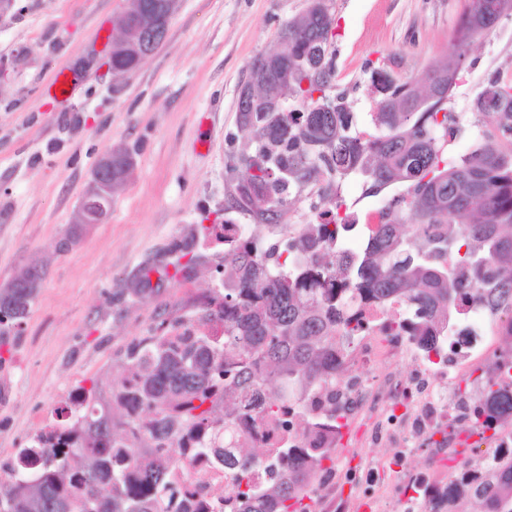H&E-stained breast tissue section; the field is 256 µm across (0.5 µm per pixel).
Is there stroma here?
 Listing matches in <instances>:
<instances>
[{"label": "stroma", "instance_id": "35a3bbf8", "mask_svg": "<svg viewBox=\"0 0 512 512\" xmlns=\"http://www.w3.org/2000/svg\"><path fill=\"white\" fill-rule=\"evenodd\" d=\"M0 17V288L28 266L43 270L15 347L0 364V464L28 436L53 424L78 386L108 403L120 359L164 311L191 312L215 287L223 248L209 228L253 224L234 205L233 169L251 144L237 122L238 92L253 62L275 50L282 28L309 0H176L163 44L130 74L107 60L125 0H16ZM467 0H333L332 94L344 95L358 130L373 132L376 74L405 79L441 64L454 48ZM82 78L71 107L46 96L59 68ZM512 69V16L473 44L448 106L469 118L448 150L466 154L479 125L472 102L494 73ZM121 148L133 167L112 193L101 224L66 251L59 245L92 183L99 157ZM360 178L320 173L293 191L280 224H305L343 194L351 210ZM190 244L196 261L157 296L126 290L143 266L175 262Z\"/></svg>", "mask_w": 512, "mask_h": 512}]
</instances>
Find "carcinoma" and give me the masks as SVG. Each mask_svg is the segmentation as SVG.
Here are the masks:
<instances>
[{"mask_svg":"<svg viewBox=\"0 0 512 512\" xmlns=\"http://www.w3.org/2000/svg\"><path fill=\"white\" fill-rule=\"evenodd\" d=\"M310 0L288 22V43L251 67L262 77L261 102L238 98L239 126L253 135V152L240 158L237 208L264 223L276 221L285 193L325 166L339 179L360 176L367 191L391 185L403 193L386 203L385 221L354 248L344 247L353 218L281 226L283 237L265 244L260 234L237 239L224 229V282L195 305L193 336H171L183 316L161 319L124 351L125 378L112 386V409L97 408L94 389L80 386L61 413L66 422L42 430L0 466V512H188L178 471L205 456L224 471L232 495L197 512H313L315 480L333 449L286 442L271 458L232 445L243 400L263 392V412L284 425L307 397L327 387L338 358L364 329L357 301L403 310L393 333L433 349L437 326L456 332L473 301L486 315L512 313V147L476 139L460 157L448 139L463 132L448 109L453 78L472 40L512 15V0H467L454 49L426 74L384 76L374 113L376 132L353 129V115L328 94L334 39L333 0ZM150 0H131L127 26L138 30ZM160 37L139 33L112 52V73L133 72ZM287 96L298 107L276 114L269 106ZM426 101L422 108L418 103ZM476 116L492 115L512 137V81L491 76L473 102ZM170 276L164 266L142 269L129 294L148 300L151 287ZM42 270L28 267L0 289V350L36 296ZM224 317V334L209 324ZM488 419L512 415V390L485 395ZM457 491L483 512H512V469L499 480L501 501Z\"/></svg>","mask_w":512,"mask_h":512,"instance_id":"obj_1","label":"carcinoma"}]
</instances>
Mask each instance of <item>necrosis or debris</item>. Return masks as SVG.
Returning <instances> with one entry per match:
<instances>
[{
  "label": "necrosis or debris",
  "mask_w": 512,
  "mask_h": 512,
  "mask_svg": "<svg viewBox=\"0 0 512 512\" xmlns=\"http://www.w3.org/2000/svg\"><path fill=\"white\" fill-rule=\"evenodd\" d=\"M362 313L365 330L342 356L344 373L331 388L310 394L307 420L284 428L263 417L252 402L241 413L239 440L268 451L301 435L332 448L344 429L366 421L372 425L371 445L399 449L401 459L433 447L434 471L409 475L395 512H425L452 499L455 489L444 470L448 464L461 469L471 486L491 482L500 466L512 463V422L499 419L486 426L463 384L471 377L477 391L491 384L512 388V355L500 348L512 320L488 328L481 312L472 311L457 335L426 356L408 338L393 335L399 306H367ZM406 364L413 366L412 374L403 373ZM182 479L196 500L228 493L223 471L203 457Z\"/></svg>",
  "instance_id": "necrosis-or-debris-1"
}]
</instances>
